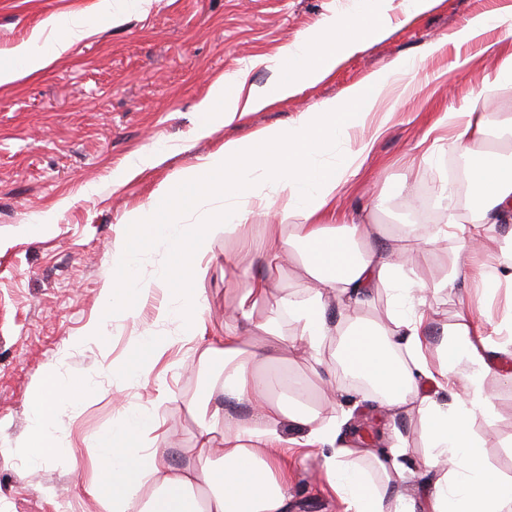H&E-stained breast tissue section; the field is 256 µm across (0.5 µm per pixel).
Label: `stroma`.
<instances>
[{
    "label": "stroma",
    "mask_w": 512,
    "mask_h": 512,
    "mask_svg": "<svg viewBox=\"0 0 512 512\" xmlns=\"http://www.w3.org/2000/svg\"><path fill=\"white\" fill-rule=\"evenodd\" d=\"M357 0H153L123 23H102L37 78L0 86V512H103L76 496L75 484L97 476L93 439L111 430L122 409L156 411L159 447L173 459L195 447L201 420L189 410L203 399L210 367L200 365L194 345L175 341L177 326L161 321L160 305L171 298L159 273L165 245L141 255L140 278L149 283L135 316L115 315L103 343L81 342L85 328L103 313L101 290L112 277V255L129 217L149 203L159 187L178 182L199 159L224 141L251 138L271 126L292 124L302 112L338 98L368 75L401 59L416 62L383 133L359 169L347 170L336 193L337 223L360 221L374 208L373 223L397 230L416 224V203L430 200L434 224L446 220L439 193L452 152L433 128L445 110L471 102L484 75L494 73L512 40L492 32L497 51L451 42L470 17L495 9L498 0H437L409 13L404 0L386 6V35L344 59L321 82L299 94L243 116L206 137L195 133L196 112L222 76L249 68L263 87L272 74L256 63L292 46L318 28L327 14L352 18ZM95 0H0V51L27 39L54 14L90 20ZM438 53L427 47L436 40ZM468 59L455 67L456 58ZM486 143L512 144V86L499 90L485 113ZM159 153L155 168L118 182L113 175L135 152ZM53 212L44 233L19 227ZM250 265L235 239L216 236L209 245L201 283L210 306L207 336L224 333V307L231 301L232 274L225 255ZM479 264L461 254L455 240L440 242L421 266L424 297L441 323L469 314L492 325L512 318V290L484 293L468 282L454 290L435 285L453 263ZM150 332L169 347L149 377L130 380L122 365L137 338ZM82 376L91 389L79 404L60 402L55 442L60 454L40 463L39 486L22 477L29 464V396L48 368ZM486 385L493 395V424L476 419L486 458L512 477V357L499 355ZM297 512H342L324 487L316 456L296 467L292 479Z\"/></svg>",
    "instance_id": "stroma-1"
}]
</instances>
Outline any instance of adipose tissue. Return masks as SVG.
Segmentation results:
<instances>
[{"instance_id":"obj_1","label":"adipose tissue","mask_w":512,"mask_h":512,"mask_svg":"<svg viewBox=\"0 0 512 512\" xmlns=\"http://www.w3.org/2000/svg\"><path fill=\"white\" fill-rule=\"evenodd\" d=\"M499 28L512 37V0L467 19L454 40L478 43ZM386 29L385 15L373 4L348 20L325 16L292 47L260 58L272 74L268 86L249 84L244 69L217 81L199 106L197 136L262 109L270 98L297 95ZM96 32V23L67 15L47 18L26 40L0 53V86L39 76ZM412 68L397 61L349 87L343 98L317 103L292 125L225 142L133 215L102 290L105 314L134 315L149 292L135 258L166 243L170 261L162 279L177 303L163 306L159 315L178 320L188 342L199 335L209 308L195 283L211 240L219 234L240 237L254 207H270L275 195L285 198L287 209L302 221L266 225L255 250L260 273L239 267L232 257L224 259L235 280L233 318L225 322L223 338L198 357L203 364H221L222 377L194 407L203 425L192 461L174 465L166 449L152 447L149 436L159 426L155 412L127 407L112 430L96 440L104 470L77 485V494L99 501L105 512H292L288 445L293 442L323 449L326 481L344 512H503L512 503V479L486 462L474 430L476 416L489 423L495 418L485 388L493 347L471 320L452 328L434 326L430 312L415 301L426 289L418 268L432 243L451 238L459 251L468 252L483 241L486 225L512 223V162L498 151L474 150L486 134L485 109L512 84V52L494 74L484 76L472 102L440 119L456 129L450 149L471 160L465 201L455 202L449 188L441 190L449 201L445 225L424 234L404 227L391 236L379 224L325 221L343 169L367 154L372 142L348 150L338 166L317 164V156L329 144L349 140L372 112L394 111L399 82ZM265 186L272 196L262 195ZM204 200L215 203L207 221L186 222L188 210ZM291 260L305 282L298 291L280 287L274 277ZM382 290L389 298L388 326L353 318L354 310L371 306ZM331 306L338 314L333 321L327 317ZM287 322L293 329L289 335L283 332ZM299 362L316 372L322 385H334L341 373L367 383L369 390L340 412L327 411L293 373ZM456 382L463 394L449 395ZM88 388L87 380L69 382L55 369L45 372L29 398L25 479L36 480L40 460L57 452V402L78 401ZM371 406L392 420L417 417L426 481H417L402 464L408 443L402 434H395L383 456L345 443L342 434L355 413ZM288 427L297 431L296 440L285 437ZM147 485L152 492L146 497Z\"/></svg>"}]
</instances>
